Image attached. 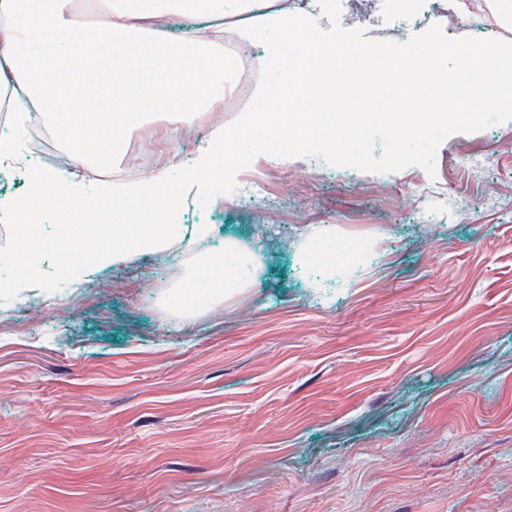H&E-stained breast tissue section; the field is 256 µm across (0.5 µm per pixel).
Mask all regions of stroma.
<instances>
[{
    "instance_id": "obj_1",
    "label": "stroma",
    "mask_w": 512,
    "mask_h": 512,
    "mask_svg": "<svg viewBox=\"0 0 512 512\" xmlns=\"http://www.w3.org/2000/svg\"><path fill=\"white\" fill-rule=\"evenodd\" d=\"M412 3L421 21L389 30L397 0H351L338 50L512 43V26ZM250 104L152 119L109 167L48 153L120 184ZM434 165L253 163L261 192L186 196L179 221L210 225L207 244L72 290L41 252L48 292L0 311V512H512V121L449 136ZM228 239L258 256L254 284L202 316L165 308Z\"/></svg>"
}]
</instances>
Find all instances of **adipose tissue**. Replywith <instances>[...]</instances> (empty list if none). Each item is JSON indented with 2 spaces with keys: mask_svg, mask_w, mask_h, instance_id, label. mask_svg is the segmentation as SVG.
I'll use <instances>...</instances> for the list:
<instances>
[{
  "mask_svg": "<svg viewBox=\"0 0 512 512\" xmlns=\"http://www.w3.org/2000/svg\"><path fill=\"white\" fill-rule=\"evenodd\" d=\"M103 16L87 28L76 24V0H0V110L15 123L26 116L46 119L71 152L120 154L126 134L155 115L182 116L215 105L228 78L213 65L214 43L224 32L225 15L246 14L239 37L262 45L260 64L281 68L285 99L307 101L312 90L343 66L335 49L315 47L310 19L272 7L269 0H94ZM194 16L191 37L168 31L171 15ZM447 58L457 67L465 91L452 105L463 115L485 103L512 112V45ZM235 130L215 129L181 174V189L201 196L237 184L244 164L283 162L289 146L336 154V134L327 113L289 115L292 133L277 132L274 118L282 100L265 90ZM28 198L0 203V215L28 222L27 250L42 251L36 207L71 214L59 254L66 268L98 271L128 264L140 256L205 238V224L178 223L179 201L169 192L165 173H147L115 192L88 187L81 180L47 171L30 174ZM254 258L235 259L233 250L205 257L194 278L173 293L175 303L201 311L203 299H216L250 285L244 272Z\"/></svg>",
  "mask_w": 512,
  "mask_h": 512,
  "instance_id": "1",
  "label": "adipose tissue"
}]
</instances>
